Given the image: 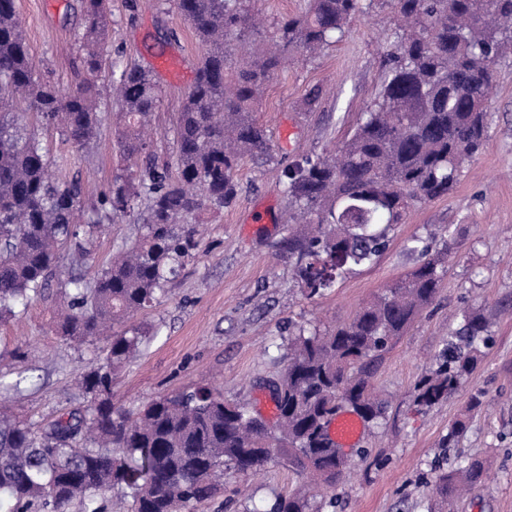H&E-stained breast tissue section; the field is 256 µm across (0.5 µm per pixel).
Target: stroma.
I'll return each mask as SVG.
<instances>
[{
  "instance_id": "stroma-1",
  "label": "stroma",
  "mask_w": 512,
  "mask_h": 512,
  "mask_svg": "<svg viewBox=\"0 0 512 512\" xmlns=\"http://www.w3.org/2000/svg\"><path fill=\"white\" fill-rule=\"evenodd\" d=\"M394 0H381L353 19L345 38L315 56L295 55L271 80L257 114L273 148L270 159L246 160L237 173L235 202L220 213H203L200 250L152 308L135 324L147 331L140 354L116 372L115 406L136 410L162 395L195 386L220 389L225 398L259 408L268 385L281 375L289 331L297 325L333 327L417 264V236L448 228L455 242L436 301L415 320L374 366V383L387 409L367 423L352 451L350 480L318 495L321 512H440L436 476L465 459H483L489 477L456 502L454 512H512V54L495 67L488 101L489 144L465 165L446 196L414 208L389 233L387 250L374 264L339 280L324 296L307 298L291 259L277 245L306 225L284 221L288 199L283 170L291 162L336 150L371 105L384 58L394 40ZM18 17L38 74L63 89L84 78L77 36L83 30L82 0H17ZM109 60L96 83L104 117L98 138L81 150L46 133L53 159L83 156V163L53 166L55 177H79L90 190L107 189L125 162L120 155L118 103L110 84L125 66L153 70L162 90L154 114L153 158L172 161V123L195 78L201 46L190 24L167 0H110ZM169 55L181 69L156 70ZM322 97L313 110L304 100ZM143 206L115 217L96 242L91 259L61 256L63 271L94 281L112 255L138 234ZM480 311L491 321V341L472 374L448 399L424 414L414 404L416 382L431 367L457 327L455 313ZM58 302L32 303L17 322L0 326V380L20 381L12 405L33 423L56 418L83 401L78 378L101 356L105 341L81 348L56 336ZM21 349L23 361L11 353ZM483 390L488 407L471 417L456 447L440 439L463 413L469 395ZM299 477L267 464L252 475L231 477L223 493L198 504L196 512H269Z\"/></svg>"
}]
</instances>
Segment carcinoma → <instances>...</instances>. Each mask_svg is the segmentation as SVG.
<instances>
[{"label":"carcinoma","mask_w":512,"mask_h":512,"mask_svg":"<svg viewBox=\"0 0 512 512\" xmlns=\"http://www.w3.org/2000/svg\"><path fill=\"white\" fill-rule=\"evenodd\" d=\"M373 2L310 0L300 13L276 20L267 40L257 34L255 0H174L204 47L176 116L174 166L119 170L83 218L84 187L76 177L50 175L42 131L52 127L78 147L100 132L95 78L107 49L109 0H84L79 47L89 79L72 93L38 76L16 0H0V324L44 298L55 281L67 304L57 335L83 345L111 333L104 356L81 376L84 405L36 427L15 417L0 395L4 512H69L75 502L85 512H108L114 489L129 497L128 512H194L224 490V479L270 462L286 463L317 484L327 482V468L336 471V483L346 477L351 462L330 439V420L343 406L367 422L384 416L371 364L436 300L450 254L446 240L434 250L416 238L415 269L333 329L296 328L286 367L272 385L278 410L272 425L205 386L130 413L112 404V380L146 339V330L127 321L165 294L199 249V215L230 206L241 164L270 155L255 112L272 76L290 56L341 39ZM397 4L381 88L352 136L336 152L285 171L289 219L311 230L279 250L295 259L309 298L376 262L392 226L410 208L448 195L465 162L486 146L495 65L512 52V0ZM113 93L121 106L118 148L127 159L138 157L150 149L145 129L161 90L134 65L122 71ZM143 200L148 214L140 235L94 282L62 273L66 248L89 258L114 215ZM489 333L485 315L461 312L460 327L415 384L420 409L458 389ZM466 422L463 414L448 425L441 447H453ZM486 477L484 463L471 459L439 474L436 491L451 507ZM270 512L316 510L298 489L278 497Z\"/></svg>","instance_id":"carcinoma-1"}]
</instances>
